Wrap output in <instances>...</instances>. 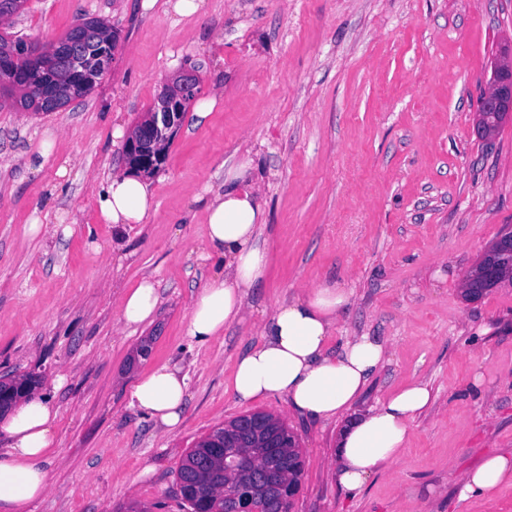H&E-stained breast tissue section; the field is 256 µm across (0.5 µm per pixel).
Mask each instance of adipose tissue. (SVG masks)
<instances>
[{"label": "adipose tissue", "mask_w": 512, "mask_h": 512, "mask_svg": "<svg viewBox=\"0 0 512 512\" xmlns=\"http://www.w3.org/2000/svg\"><path fill=\"white\" fill-rule=\"evenodd\" d=\"M240 188L209 190L208 258L221 269L203 283L191 310L188 334L198 344L218 339L224 327L240 320L253 288L268 268L265 211L246 168ZM102 219L109 224H140L154 209V196L138 175H109L98 195ZM354 291L346 283H322L277 305L263 322L261 339L240 355L232 388L242 403L281 398L290 410L313 419H340L349 413L384 366L385 343L368 335L349 336L338 351L329 338ZM160 296L154 280L142 279L122 294L120 322L132 329L151 320ZM130 404L164 431L183 420L189 393L185 374L169 364L153 366L128 387ZM434 404L430 385L411 382L388 392L343 433L336 481L350 497L359 495L371 476L396 464L409 443L412 422ZM58 410L45 396L32 394L0 416V512H28L48 491L45 465L57 436ZM458 498L489 501L512 486V451L486 455L458 478Z\"/></svg>", "instance_id": "ef3b65f1"}]
</instances>
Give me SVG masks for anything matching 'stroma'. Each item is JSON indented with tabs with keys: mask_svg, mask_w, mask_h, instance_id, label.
Here are the masks:
<instances>
[{
	"mask_svg": "<svg viewBox=\"0 0 512 512\" xmlns=\"http://www.w3.org/2000/svg\"><path fill=\"white\" fill-rule=\"evenodd\" d=\"M28 0L0 32L56 42L79 16L108 21L112 61L90 93L53 112L0 108V377L32 375L59 413L49 490L32 512H185L177 470L200 437L266 410L298 434L304 469L292 512H512V487L459 500L456 476L512 449V285L465 300L466 272L512 230V121L476 131L481 95L512 49V0ZM192 69L204 119L185 112L141 224H108L104 179L127 170L125 139L170 78ZM53 130L39 171L33 122ZM252 160L269 263L241 320L197 345L188 335L206 259L204 187ZM67 164V178L57 174ZM65 209L71 229L55 225ZM41 223L39 233L30 226ZM157 281L136 332L117 301ZM342 281L354 298L329 340L368 334L389 359L356 406L416 380L435 394L398 463L358 496L336 484L340 420L243 404L231 381L265 313L299 289ZM150 341L152 353L137 349ZM168 363L188 379L167 434L130 405L127 383Z\"/></svg>",
	"mask_w": 512,
	"mask_h": 512,
	"instance_id": "obj_1",
	"label": "stroma"
}]
</instances>
